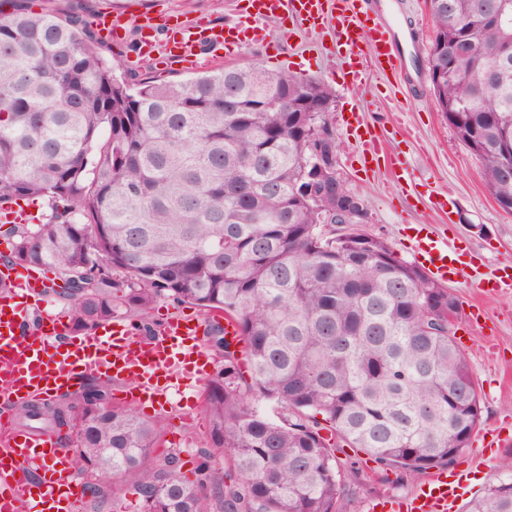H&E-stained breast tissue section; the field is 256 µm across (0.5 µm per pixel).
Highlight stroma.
<instances>
[{
	"instance_id": "obj_1",
	"label": "stroma",
	"mask_w": 512,
	"mask_h": 512,
	"mask_svg": "<svg viewBox=\"0 0 512 512\" xmlns=\"http://www.w3.org/2000/svg\"><path fill=\"white\" fill-rule=\"evenodd\" d=\"M91 5L97 16L117 7L125 10L129 41L137 36L138 17L146 11L183 20L205 14L222 25L236 23L243 15L237 0H91ZM265 35V41L212 60L209 70L257 64L273 73L315 78L328 85L335 94L329 121L336 134L340 171L366 201L370 233L385 238L398 259L411 263L415 257L408 233L412 227H421L430 236L463 248L467 271L482 280L512 265V212L503 210L489 194L479 161L458 140L430 92L411 98L402 82L376 69L363 85L343 86L339 61L327 48L329 35L303 30L286 40L276 20L267 22ZM353 108L396 155L406 159V170L384 165L362 170L359 144L346 125ZM442 198L448 201L444 213L434 206ZM452 290L458 302L455 336L462 341L483 406L482 423L454 466L469 471L482 488L502 477V463L512 457V291H482L460 284ZM189 395L184 388L170 390L157 413L164 423L166 447L179 450L187 470L197 449L209 444L205 407L186 409ZM355 461L364 475L347 487L361 512H371L383 499L409 495L423 481L422 476L400 472L382 476L363 453Z\"/></svg>"
}]
</instances>
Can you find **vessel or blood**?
<instances>
[{"mask_svg":"<svg viewBox=\"0 0 512 512\" xmlns=\"http://www.w3.org/2000/svg\"><path fill=\"white\" fill-rule=\"evenodd\" d=\"M244 12L254 23L289 13L297 27L331 30L341 61L343 85L361 84L369 66L420 87V75L392 21L384 19L379 0H247ZM138 56L149 57L164 33L169 57L189 59L199 50H229L243 45V30L206 19L156 22L143 17ZM347 126L362 146L365 163L398 162L364 125L350 114ZM413 250L434 276H459L463 262L446 241L418 233ZM8 291L0 295V512H79L81 494L69 489L70 455L54 435L17 427L11 404L32 397L68 392L80 381L109 378L129 382L124 401L136 404L165 396L178 374L206 376L216 357L197 345L203 319L169 317L160 335L149 337L129 326L103 324L86 333L70 332L61 317L41 315L31 322L33 299L41 297L47 271L15 266L4 275ZM474 486L464 471L436 470L415 492L388 501L389 512H459Z\"/></svg>","mask_w":512,"mask_h":512,"instance_id":"obj_1","label":"vessel or blood"}]
</instances>
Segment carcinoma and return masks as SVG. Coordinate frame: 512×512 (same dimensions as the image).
Here are the masks:
<instances>
[{"label":"carcinoma","mask_w":512,"mask_h":512,"mask_svg":"<svg viewBox=\"0 0 512 512\" xmlns=\"http://www.w3.org/2000/svg\"><path fill=\"white\" fill-rule=\"evenodd\" d=\"M504 0H451L433 17L432 92L486 188L512 208V14ZM0 10V204L38 197L48 213L13 224L7 262L43 268L74 332L120 311L156 334L160 299L216 312L207 338L224 369L206 395L211 447L194 479L163 448L158 419L112 402L95 381L54 403L25 402V426L74 432L71 468L92 512L106 473L140 512H341L336 449L360 448L409 476L448 467L481 424L478 384L431 309L453 291L389 243L336 238V196L305 195L318 127L334 100L321 80L249 65L176 82L116 72L86 0ZM279 412L269 417L254 401ZM469 512H512V461Z\"/></svg>","instance_id":"1"}]
</instances>
